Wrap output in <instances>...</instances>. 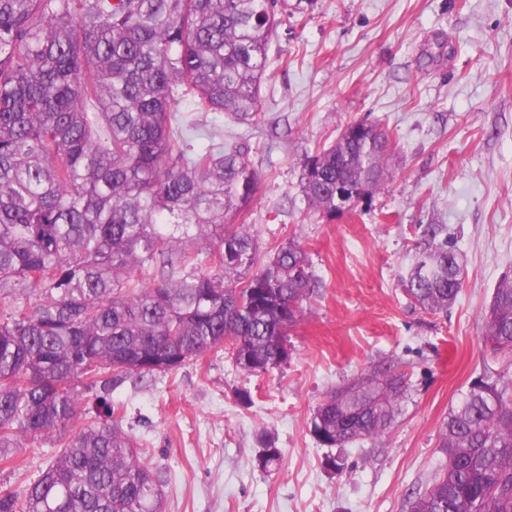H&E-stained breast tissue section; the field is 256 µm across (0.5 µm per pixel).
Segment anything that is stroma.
Returning a JSON list of instances; mask_svg holds the SVG:
<instances>
[{
  "label": "stroma",
  "mask_w": 512,
  "mask_h": 512,
  "mask_svg": "<svg viewBox=\"0 0 512 512\" xmlns=\"http://www.w3.org/2000/svg\"><path fill=\"white\" fill-rule=\"evenodd\" d=\"M288 10L257 121L216 123L225 144L248 145L260 176L247 222L261 253L296 238L319 288L279 368L249 375L212 353L109 394L167 479L164 512H406L443 459L439 430L460 391L485 364L512 361L482 345L484 309L512 277V0H288ZM359 120L388 132L386 178L354 210L313 213L304 159ZM429 224L464 260L444 314L404 292ZM389 364L409 383L392 428L348 448L318 445L308 421L326 393ZM72 433L18 449L0 463V489L37 480ZM268 438L281 456L263 469Z\"/></svg>",
  "instance_id": "1"
}]
</instances>
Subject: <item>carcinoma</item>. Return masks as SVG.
Segmentation results:
<instances>
[{
    "instance_id": "1",
    "label": "carcinoma",
    "mask_w": 512,
    "mask_h": 512,
    "mask_svg": "<svg viewBox=\"0 0 512 512\" xmlns=\"http://www.w3.org/2000/svg\"><path fill=\"white\" fill-rule=\"evenodd\" d=\"M278 0H0V459L59 427L75 434L0 512H163L162 475L106 401L83 391L152 381L226 351L248 374L284 364L318 288L295 239L257 264L238 220L258 190L246 148L197 150L209 113L258 115ZM388 134L352 122L306 158L316 213L381 186ZM430 224L405 293L448 311L463 268ZM483 342L512 353V278ZM407 373L390 366L327 395L308 421L344 448L396 420ZM443 462L408 512H512V378L488 366L448 411Z\"/></svg>"
}]
</instances>
